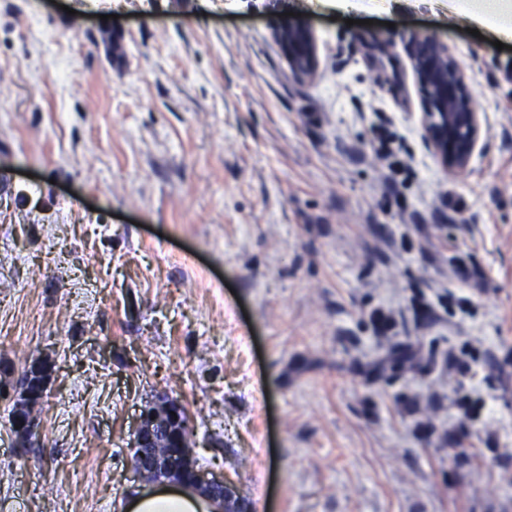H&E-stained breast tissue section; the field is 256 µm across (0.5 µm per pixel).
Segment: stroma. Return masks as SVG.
<instances>
[{
  "mask_svg": "<svg viewBox=\"0 0 512 512\" xmlns=\"http://www.w3.org/2000/svg\"><path fill=\"white\" fill-rule=\"evenodd\" d=\"M465 5L292 0L300 78L272 0H0V365L52 366L32 445L0 399V512H121L161 396L244 512H512V365L448 439L449 346L512 351V50L444 21ZM417 33L482 116L461 179L423 135ZM457 255L487 283L462 322ZM418 288L432 317L375 335ZM273 37L297 76L306 77L315 72L318 64L316 39L305 22L287 17L275 29Z\"/></svg>",
  "mask_w": 512,
  "mask_h": 512,
  "instance_id": "stroma-1",
  "label": "stroma"
}]
</instances>
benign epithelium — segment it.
Instances as JSON below:
<instances>
[{"mask_svg": "<svg viewBox=\"0 0 512 512\" xmlns=\"http://www.w3.org/2000/svg\"><path fill=\"white\" fill-rule=\"evenodd\" d=\"M273 37L288 58L292 71L299 77L312 75L318 64L316 39L312 29L303 21L286 18L275 29ZM411 55L418 83L423 92V112L420 122L427 144L451 172L464 174L480 140L481 117L466 87L460 66L448 51V46L428 34H416L411 40ZM31 373L25 371L22 382L13 395L14 405L20 407L44 393L48 382L39 391L31 388ZM181 405L165 400L142 410L134 432L132 448L138 450L133 459L135 472L153 478L177 468L174 449L183 446L185 423L180 418ZM37 430L32 417L16 423L13 431L22 442L31 440ZM190 482L231 498L227 480L194 466L189 467Z\"/></svg>", "mask_w": 512, "mask_h": 512, "instance_id": "1", "label": "benign epithelium"}]
</instances>
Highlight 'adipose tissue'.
Returning a JSON list of instances; mask_svg holds the SVG:
<instances>
[{
  "instance_id": "1",
  "label": "adipose tissue",
  "mask_w": 512,
  "mask_h": 512,
  "mask_svg": "<svg viewBox=\"0 0 512 512\" xmlns=\"http://www.w3.org/2000/svg\"><path fill=\"white\" fill-rule=\"evenodd\" d=\"M123 512H224V503L196 487L162 484L136 490Z\"/></svg>"
}]
</instances>
